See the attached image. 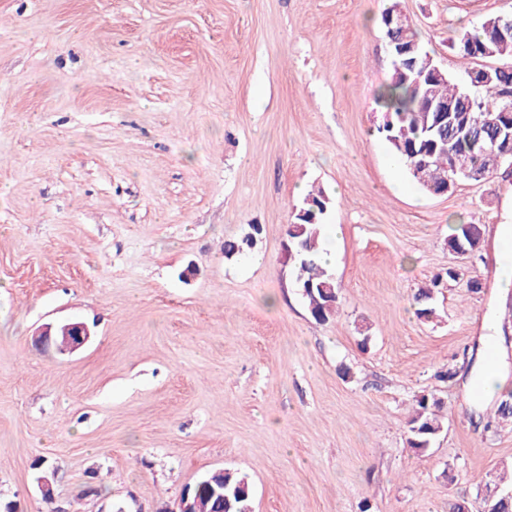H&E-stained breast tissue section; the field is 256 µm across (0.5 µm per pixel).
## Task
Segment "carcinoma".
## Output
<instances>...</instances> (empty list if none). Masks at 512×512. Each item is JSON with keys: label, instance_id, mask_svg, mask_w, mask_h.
I'll return each instance as SVG.
<instances>
[{"label": "carcinoma", "instance_id": "1", "mask_svg": "<svg viewBox=\"0 0 512 512\" xmlns=\"http://www.w3.org/2000/svg\"><path fill=\"white\" fill-rule=\"evenodd\" d=\"M500 16L491 15L472 30H464L451 38L458 55L464 60L500 59L512 57V42L493 44L488 30L496 28ZM387 39H398L407 46L415 47L413 55L422 56L424 48L413 26L408 24L403 30L386 33ZM492 79L475 85L468 80H460L444 75L418 87L408 71L397 68L391 70L386 81L381 84L376 101L382 111L390 114V121L376 127V133L384 138L403 161L410 177L422 188L441 185L445 177L453 176L454 165H465L470 169L481 168L485 163V152L490 146L486 136H478L473 131L476 121H492L505 104L504 95L512 90V66H490ZM435 102H446L453 112L448 114V122L440 123L434 112L419 111L418 99L421 96ZM436 145L448 146L436 152L435 163L427 168L418 165L417 159L409 153L413 147ZM329 208V198L319 190L308 194L288 224L287 234L293 246L295 283L308 302L311 315L319 322L327 321L334 313L338 295L327 296L322 287L335 286L328 267L320 261L322 227ZM260 235V227L251 226V232L240 239L224 242L227 257L242 255L253 249ZM482 230L477 224H459L448 235V249L459 254L474 253L479 250ZM456 280L458 271L450 268L446 275L434 276L432 287L420 288L414 295L417 317L430 319L435 314L433 306L434 289L443 278ZM441 401L432 394L417 396L414 413L407 421V445L417 454L427 452L435 439L444 431L445 423L439 415ZM208 477H200L190 486V497L197 501L196 512H226L224 500L213 494L206 485ZM224 493L232 501L231 512H243L251 506L252 488L246 475L224 470L220 476ZM501 487L493 499V512H512V486L503 484V478L496 476L487 480Z\"/></svg>", "mask_w": 512, "mask_h": 512}]
</instances>
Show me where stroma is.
I'll return each instance as SVG.
<instances>
[{
    "instance_id": "obj_1",
    "label": "stroma",
    "mask_w": 512,
    "mask_h": 512,
    "mask_svg": "<svg viewBox=\"0 0 512 512\" xmlns=\"http://www.w3.org/2000/svg\"><path fill=\"white\" fill-rule=\"evenodd\" d=\"M391 1L0 0V512H172L220 468L248 477L254 512H483L487 475L512 467L495 415L512 397V172L435 196L375 134ZM395 1L452 74L450 37L512 14ZM319 187L340 229L322 239L325 322L286 235ZM460 222L478 252L449 250ZM254 224L253 252L225 257ZM438 274V317L419 319ZM74 321L85 348L33 349ZM491 346L506 385L478 401ZM423 393L445 430L417 455ZM442 279L443 276L440 274L434 276L431 281L433 288H419L417 293H415L413 299L418 306L415 312L418 318L430 319L436 314L433 306L434 288L439 287Z\"/></svg>"
}]
</instances>
